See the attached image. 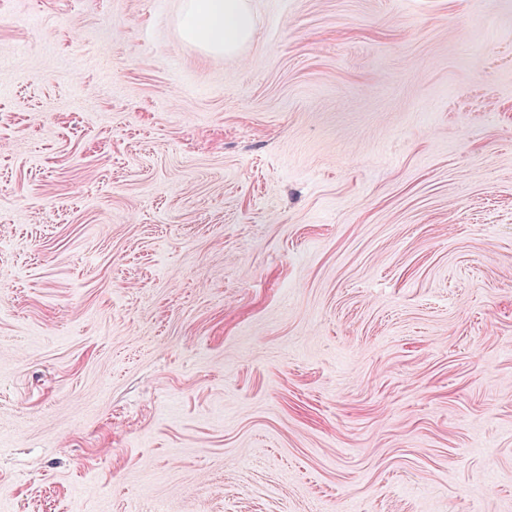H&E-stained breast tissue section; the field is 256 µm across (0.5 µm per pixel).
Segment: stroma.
Here are the masks:
<instances>
[{
	"instance_id": "1",
	"label": "stroma",
	"mask_w": 512,
	"mask_h": 512,
	"mask_svg": "<svg viewBox=\"0 0 512 512\" xmlns=\"http://www.w3.org/2000/svg\"><path fill=\"white\" fill-rule=\"evenodd\" d=\"M0 0V512H512V0ZM250 0H185L181 18L184 38L213 56H232L253 37Z\"/></svg>"
}]
</instances>
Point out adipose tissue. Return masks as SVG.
Listing matches in <instances>:
<instances>
[{
  "label": "adipose tissue",
  "instance_id": "1",
  "mask_svg": "<svg viewBox=\"0 0 512 512\" xmlns=\"http://www.w3.org/2000/svg\"><path fill=\"white\" fill-rule=\"evenodd\" d=\"M181 28L207 54L232 56L251 41L255 22L249 0H185Z\"/></svg>",
  "mask_w": 512,
  "mask_h": 512
}]
</instances>
